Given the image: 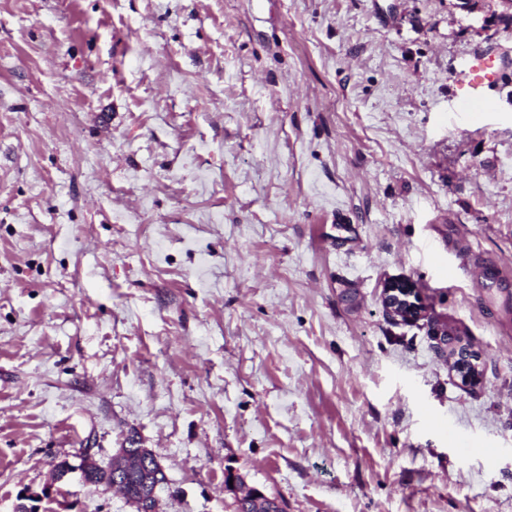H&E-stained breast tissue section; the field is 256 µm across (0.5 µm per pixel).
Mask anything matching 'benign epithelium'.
<instances>
[{
  "mask_svg": "<svg viewBox=\"0 0 512 512\" xmlns=\"http://www.w3.org/2000/svg\"><path fill=\"white\" fill-rule=\"evenodd\" d=\"M382 303L386 311L403 320L417 319L424 312V306L416 286L408 280H390L383 288ZM480 355L468 346H460L456 352L452 363L453 371L466 382L477 380L479 376ZM92 462V455L89 450H84L80 454V463L75 467L67 466L65 469L57 472V480L63 481L72 469L81 472V476H86L88 467ZM153 471L156 474L163 472V467L158 459L146 448H122L119 450V456L113 467V472L109 478L101 482V485L108 489H118L124 497L132 502H145L151 504L148 512H156V503L160 487L152 484L149 479H144L143 484L127 487V477L136 475L140 472ZM242 478L232 470L224 471V489L236 496L248 490L256 496H264V499L270 504V512H285L282 503L270 496L263 495V492L257 488H250L246 485H240Z\"/></svg>",
  "mask_w": 512,
  "mask_h": 512,
  "instance_id": "benign-epithelium-1",
  "label": "benign epithelium"
}]
</instances>
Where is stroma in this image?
<instances>
[{
	"instance_id": "35a3bbf8",
	"label": "stroma",
	"mask_w": 512,
	"mask_h": 512,
	"mask_svg": "<svg viewBox=\"0 0 512 512\" xmlns=\"http://www.w3.org/2000/svg\"><path fill=\"white\" fill-rule=\"evenodd\" d=\"M485 0H0V512H512V56ZM459 266L454 282L442 264ZM428 308L402 322L385 283ZM481 355L476 384L449 369ZM496 77L493 56L485 51L474 52L469 63L456 76L454 112L467 118L480 117L483 112H492L493 106L486 95V89ZM382 303L386 311L402 320L417 319L424 306L416 286L408 280H390L383 288ZM119 456L116 464L113 467V472L109 478L99 483L97 486H104L108 489H119L124 497L130 499L131 503L140 501V505L151 503V508L147 509L148 512H156V503L158 500V493L160 491L159 484L156 482H166L164 469L158 459L146 448H120ZM153 470L156 476H150L152 481L148 478L143 480L142 485H133L131 491L128 493L127 477L137 475L140 472L147 473ZM162 472V473H161ZM156 483L155 485H152ZM230 478H233V487H230L229 481ZM243 481L241 476L232 470H225L224 472V489L227 492H231L233 496L241 497V491L246 493L248 490L252 489V492L256 496H263V498L270 504V512H285L282 503L274 497L267 496L262 491L255 487H248L244 483L241 487L240 482Z\"/></svg>"
}]
</instances>
